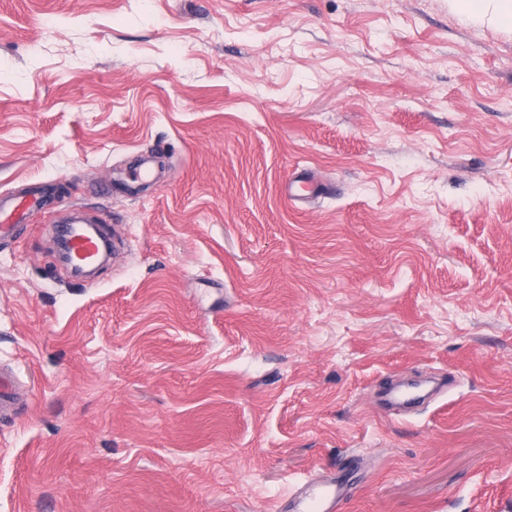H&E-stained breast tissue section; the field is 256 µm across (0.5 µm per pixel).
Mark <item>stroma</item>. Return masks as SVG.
Returning <instances> with one entry per match:
<instances>
[{"label": "stroma", "mask_w": 512, "mask_h": 512, "mask_svg": "<svg viewBox=\"0 0 512 512\" xmlns=\"http://www.w3.org/2000/svg\"><path fill=\"white\" fill-rule=\"evenodd\" d=\"M315 175L326 193L281 192ZM0 512H512V30L448 0H0ZM442 380L429 403L378 404ZM47 201V196L45 193L40 192L35 194L33 192L29 193L23 197H9L5 198L4 195L0 196V237L1 236H14L19 234V224H5V218H9L13 215L14 212L19 209L32 205V206H40L44 205ZM72 223L58 225V231L64 236L68 245V252L73 258L71 265L81 268L91 265L97 259L100 243L98 239L89 234L82 224H102L103 218L92 214L85 209L74 210L69 218ZM350 471L343 469L336 477L317 483L307 479L296 489L289 503L292 512H335L348 491Z\"/></svg>", "instance_id": "stroma-1"}]
</instances>
